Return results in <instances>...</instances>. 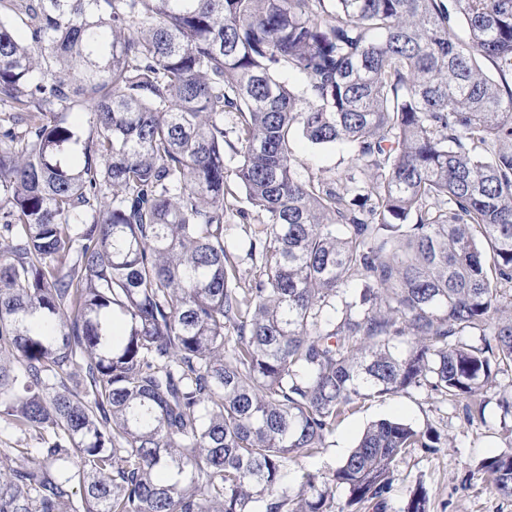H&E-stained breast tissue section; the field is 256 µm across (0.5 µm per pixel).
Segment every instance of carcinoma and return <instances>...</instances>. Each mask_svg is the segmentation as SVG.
Returning a JSON list of instances; mask_svg holds the SVG:
<instances>
[{"label":"carcinoma","instance_id":"cac0c4a2","mask_svg":"<svg viewBox=\"0 0 512 512\" xmlns=\"http://www.w3.org/2000/svg\"><path fill=\"white\" fill-rule=\"evenodd\" d=\"M0 102V512L379 509L439 432L288 460L512 370V0H0ZM295 154L319 175H331L343 170L350 164V154L336 148H320L311 145L303 137L295 144ZM226 245L230 251H235L242 258H245V252L247 249V242L242 229L239 226H232L226 231ZM242 273L247 276V280L253 278L254 275L259 274V268L251 266L249 260L245 258L244 264L241 266ZM245 271V272H244Z\"/></svg>","mask_w":512,"mask_h":512}]
</instances>
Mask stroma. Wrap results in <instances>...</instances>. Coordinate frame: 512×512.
<instances>
[{"instance_id":"stroma-1","label":"stroma","mask_w":512,"mask_h":512,"mask_svg":"<svg viewBox=\"0 0 512 512\" xmlns=\"http://www.w3.org/2000/svg\"><path fill=\"white\" fill-rule=\"evenodd\" d=\"M295 153L324 176L343 170L351 160L347 152L316 147L303 138L297 139ZM510 385L512 372L499 374L484 396L482 417L471 421L459 407L424 389L384 398L341 421L320 453L289 462L287 470L328 472L348 455L369 423L394 418L433 428L447 444L433 451L413 449L398 463L383 512H402L418 484L427 490L429 512H512V498L491 492L478 470L484 458L512 451V413L504 414L498 405L500 390Z\"/></svg>"}]
</instances>
